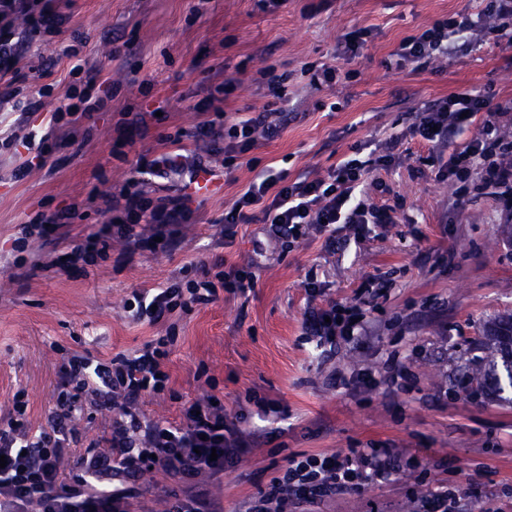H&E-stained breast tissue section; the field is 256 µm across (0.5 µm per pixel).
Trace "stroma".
Returning <instances> with one entry per match:
<instances>
[{
  "label": "stroma",
  "mask_w": 512,
  "mask_h": 512,
  "mask_svg": "<svg viewBox=\"0 0 512 512\" xmlns=\"http://www.w3.org/2000/svg\"><path fill=\"white\" fill-rule=\"evenodd\" d=\"M60 2L70 17L60 32L15 46L20 73L53 95L17 113L20 139L0 150V407L24 390L33 427L46 425L62 351L104 361L164 335V326L131 319L133 291L177 283L193 263L249 265L257 274L251 292L173 314L174 393L141 402L146 415L175 422L184 404L211 392L243 428L258 430L256 451L205 483L223 512L255 496L290 455L381 446L402 452L393 480L288 512H412L442 487L456 492L457 512H512V404L450 391L469 340L512 313V230L499 221L495 195L455 204L456 183L439 178L428 145L407 135L424 102L473 88L512 95V55L484 46L400 68L393 57L402 39L471 0H288L274 11L258 0ZM353 27L373 36L349 63L336 55V38ZM72 45L111 82L112 99L63 136L48 125L54 95L70 81ZM312 63L356 76L315 91L304 73ZM268 68L286 76L302 105L284 115L277 138L259 140L250 163L225 173L223 145L206 148L194 132L221 111L262 110L260 72ZM146 76L151 85L140 87ZM227 77L234 85L226 94L218 86ZM395 133L413 158L385 174L387 191L369 196L395 207L399 223L360 234L344 224L330 246L321 235L271 237L256 219L225 246L224 210L261 170L323 175ZM176 134L188 155L204 154L216 184L194 197L178 244L150 242L124 262L116 242L93 262L58 265L59 236L74 246L111 223L104 195H120L137 161L171 150ZM64 210L68 223L15 251L30 218ZM312 279L321 298L307 287ZM367 284L385 291L367 311L375 336L317 349L303 330L309 307L350 300ZM398 368L402 379L389 385ZM363 374L368 384L353 391L336 381Z\"/></svg>",
  "instance_id": "obj_1"
}]
</instances>
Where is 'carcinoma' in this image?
Masks as SVG:
<instances>
[{
  "label": "carcinoma",
  "mask_w": 512,
  "mask_h": 512,
  "mask_svg": "<svg viewBox=\"0 0 512 512\" xmlns=\"http://www.w3.org/2000/svg\"><path fill=\"white\" fill-rule=\"evenodd\" d=\"M511 334L512 313L482 326L469 347V351L479 350L481 355L468 359L459 381L464 392L493 399L512 389V347L505 340Z\"/></svg>",
  "instance_id": "1"
}]
</instances>
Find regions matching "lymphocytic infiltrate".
<instances>
[{
  "mask_svg": "<svg viewBox=\"0 0 512 512\" xmlns=\"http://www.w3.org/2000/svg\"><path fill=\"white\" fill-rule=\"evenodd\" d=\"M69 20L50 0H0V106L24 109L41 107L40 96L23 95L16 75L19 58L12 40L17 30L27 33L56 31ZM464 34L467 45L512 49V0H488L476 13L457 12L436 19L417 34L405 37L394 51L398 65L428 64L450 58L449 36ZM72 75L79 86H68L58 96L50 117L57 131L91 118L104 105L94 89L99 76L75 64ZM261 80L269 102L260 112L224 119V166L256 145L259 136H274L278 115L289 108L283 76L264 70ZM481 115L478 133L462 146H454L458 133ZM512 98L496 99L487 90L453 93L426 103L409 129L411 136L428 143L434 158L443 162L449 180L461 183L478 177L482 188L504 201L501 221L512 223ZM401 136L384 143L379 155L366 160L349 156L326 174L289 181L285 174L257 175L245 192L224 211L223 235L234 240L236 227L249 223L252 210H260L271 233L278 238L305 239L311 234L335 237L338 225L394 224L395 209L371 202L367 192L373 171L390 169L396 162ZM205 169L202 161L187 162L185 154L168 152L139 163L138 174L163 177L184 174L176 195L155 201L142 194H128L121 207L117 228L108 225L89 233L83 245L70 252L71 259H86L105 252L111 237L124 242L126 257H133L144 240L136 227L149 224L155 236L172 243L179 227L188 223L192 187ZM202 277L187 287L172 285L133 294V316L156 324L175 311L219 299L221 292L246 294L257 276L248 268L229 265L218 272L202 267ZM304 330L317 346L335 345L337 338L370 336L374 326L357 302H327L307 314ZM176 340L174 332L145 342L130 354H118L97 363L87 355L63 353L58 365L57 398L46 427L33 428L27 419L23 392H16L10 408L0 414V512H134L144 499L143 476L163 471L177 483L167 512H220L208 491L194 489L202 478L224 473L226 463L251 454L247 431L231 420L215 395L184 405L179 424L167 425L140 409L144 395L167 387L162 373ZM108 418V430L100 439L82 443L74 423L86 409ZM400 454L394 448H351L343 453L301 454L271 479L254 498L241 503L238 512H288L289 505H319L347 490L385 483L399 469ZM74 464L69 481L61 479L64 461Z\"/></svg>",
  "mask_w": 512,
  "mask_h": 512,
  "instance_id": "lymphocytic-infiltrate-1",
  "label": "lymphocytic infiltrate"
}]
</instances>
